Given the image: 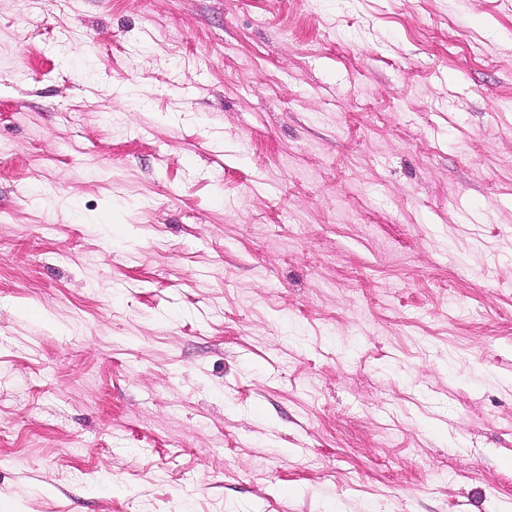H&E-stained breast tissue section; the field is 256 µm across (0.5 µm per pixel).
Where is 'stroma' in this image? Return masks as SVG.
<instances>
[{"label":"stroma","mask_w":512,"mask_h":512,"mask_svg":"<svg viewBox=\"0 0 512 512\" xmlns=\"http://www.w3.org/2000/svg\"><path fill=\"white\" fill-rule=\"evenodd\" d=\"M0 512H512V0H0Z\"/></svg>","instance_id":"35a3bbf8"}]
</instances>
